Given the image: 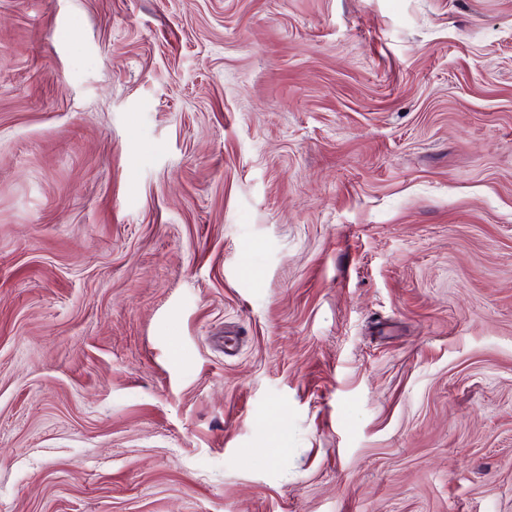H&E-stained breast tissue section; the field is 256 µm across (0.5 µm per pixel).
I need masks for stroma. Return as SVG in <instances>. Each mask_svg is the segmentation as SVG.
Masks as SVG:
<instances>
[{"instance_id": "stroma-1", "label": "stroma", "mask_w": 512, "mask_h": 512, "mask_svg": "<svg viewBox=\"0 0 512 512\" xmlns=\"http://www.w3.org/2000/svg\"><path fill=\"white\" fill-rule=\"evenodd\" d=\"M0 512H512V0H0Z\"/></svg>"}]
</instances>
